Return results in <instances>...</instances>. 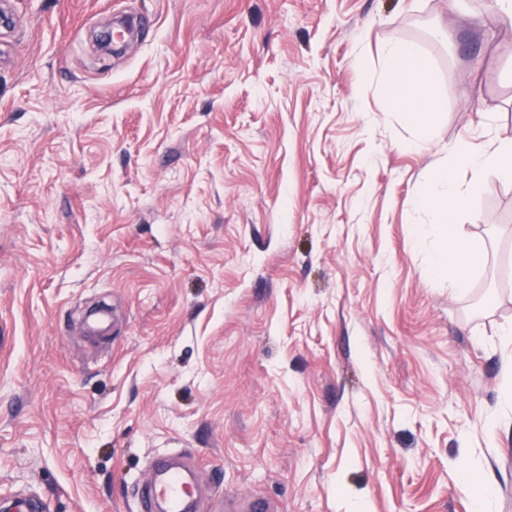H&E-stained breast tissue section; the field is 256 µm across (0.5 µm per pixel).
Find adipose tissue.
Segmentation results:
<instances>
[{
  "label": "adipose tissue",
  "instance_id": "adipose-tissue-1",
  "mask_svg": "<svg viewBox=\"0 0 512 512\" xmlns=\"http://www.w3.org/2000/svg\"><path fill=\"white\" fill-rule=\"evenodd\" d=\"M383 64L387 80L397 91L395 107L404 110L423 140H432L441 106L431 92L434 73L429 62L415 44L391 40L384 46ZM428 170L427 189L413 203L422 220L416 239L437 238L439 246L428 272L460 287L482 259L483 250L462 245L454 226L484 180L512 179V137L490 132L480 142L461 138L449 146L447 156L433 157Z\"/></svg>",
  "mask_w": 512,
  "mask_h": 512
}]
</instances>
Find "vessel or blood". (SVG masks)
Listing matches in <instances>:
<instances>
[{"label":"vessel or blood","mask_w":512,"mask_h":512,"mask_svg":"<svg viewBox=\"0 0 512 512\" xmlns=\"http://www.w3.org/2000/svg\"><path fill=\"white\" fill-rule=\"evenodd\" d=\"M194 475L188 459L155 465L141 491L140 512H199L202 498L194 488Z\"/></svg>","instance_id":"obj_1"}]
</instances>
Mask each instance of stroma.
I'll return each mask as SVG.
<instances>
[{
    "label": "stroma",
    "mask_w": 512,
    "mask_h": 512,
    "mask_svg": "<svg viewBox=\"0 0 512 512\" xmlns=\"http://www.w3.org/2000/svg\"><path fill=\"white\" fill-rule=\"evenodd\" d=\"M0 28V503L136 512L151 460L219 503L512 512V181L427 276L433 154L512 136L493 0H14ZM147 27L118 55L94 36ZM417 44L444 116L380 77ZM475 479L473 493L460 487ZM383 64L387 80L398 92L394 106L405 111L423 140L431 141L441 106L431 92L434 73L429 62L415 44L391 40L384 46Z\"/></svg>",
    "instance_id": "stroma-1"
}]
</instances>
